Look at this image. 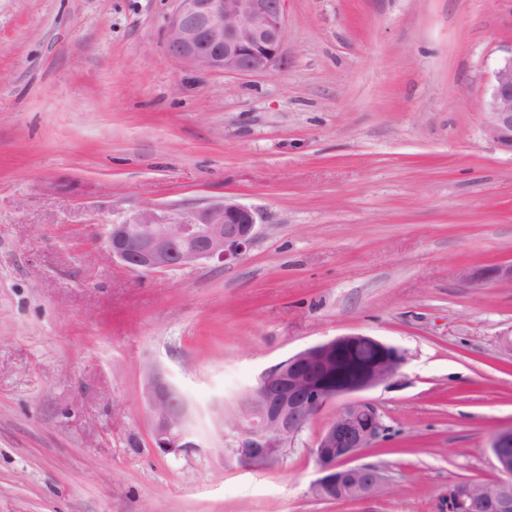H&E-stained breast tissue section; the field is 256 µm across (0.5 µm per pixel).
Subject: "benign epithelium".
Masks as SVG:
<instances>
[{
    "mask_svg": "<svg viewBox=\"0 0 512 512\" xmlns=\"http://www.w3.org/2000/svg\"><path fill=\"white\" fill-rule=\"evenodd\" d=\"M165 33L166 51L206 72H267L281 60L285 39L283 0H176ZM486 132L512 150V46L503 50L483 101ZM259 216L230 200L192 210L158 213L151 207L111 224L105 245L123 268L136 273L186 269L204 261H240L257 237ZM465 279L476 288H512V262L472 268ZM367 343L380 360L359 378L333 382L329 358ZM407 361L405 350L373 336L352 333L298 352L265 370L241 397L238 409L240 459L254 470L267 468L283 442L296 438L325 407L338 403L333 418L311 448L318 478L312 493L332 500H361L387 483L383 470L356 460L388 434L373 401L361 393L387 386ZM152 448L160 455L200 447L187 403L159 369H149L143 392ZM492 453L501 477L448 486L446 512H512V428L496 434Z\"/></svg>",
    "mask_w": 512,
    "mask_h": 512,
    "instance_id": "obj_1",
    "label": "benign epithelium"
}]
</instances>
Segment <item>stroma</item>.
Listing matches in <instances>:
<instances>
[{"label":"stroma","instance_id":"obj_1","mask_svg":"<svg viewBox=\"0 0 512 512\" xmlns=\"http://www.w3.org/2000/svg\"><path fill=\"white\" fill-rule=\"evenodd\" d=\"M176 0H0V512H443L496 479L512 428V152L486 133L512 0H285L280 65L169 55ZM231 199L260 216L238 263L134 273L105 248L143 207ZM404 349L368 391L390 435L362 500L311 491L326 407L268 469L235 451L238 401L306 347ZM200 445L151 447L146 372ZM464 277L475 288L488 284L512 288V262L472 268L464 273Z\"/></svg>","mask_w":512,"mask_h":512}]
</instances>
